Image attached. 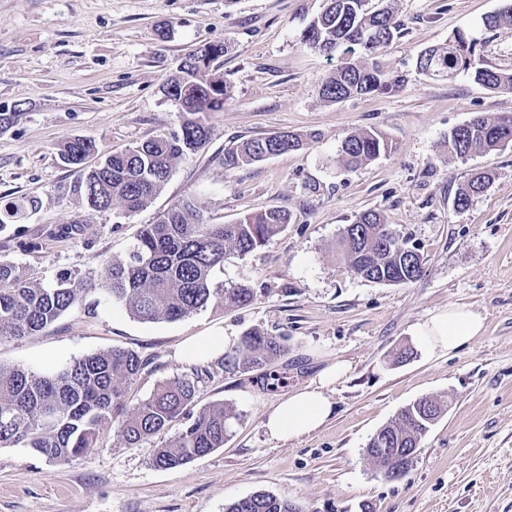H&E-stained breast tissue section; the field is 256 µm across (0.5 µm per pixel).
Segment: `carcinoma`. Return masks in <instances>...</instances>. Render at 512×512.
<instances>
[{"label": "carcinoma", "mask_w": 512, "mask_h": 512, "mask_svg": "<svg viewBox=\"0 0 512 512\" xmlns=\"http://www.w3.org/2000/svg\"><path fill=\"white\" fill-rule=\"evenodd\" d=\"M485 28H512V0L485 18ZM399 34L392 8L385 0H326L324 10L302 33V40L324 53H340L342 64L321 81L319 95L328 102L384 91L392 87L378 54ZM478 41L466 30H456L448 44L420 51L417 68L429 75L469 73L492 91H512V73L484 66L477 60ZM372 58L369 64L356 55ZM224 55V43L209 41L188 56L204 61L178 70L165 85V95L182 101L180 129L121 152L100 150L91 139L74 138L60 149L62 161L78 172L76 191L87 207L103 212L118 202L128 213L143 208L167 183L176 165L201 150L209 139L205 116L224 107L231 87L212 73V64ZM512 145V113L489 120L482 115L448 132V154L460 159L474 152ZM303 146L290 132L260 137L224 151V167L237 168ZM393 145L376 131L346 135L340 160L357 167L392 151ZM491 181L482 170L472 172L457 188L454 207L464 210L485 192ZM290 215L272 208L247 215L234 224H209L193 198L174 204L154 224H146L129 255L110 261L100 279L90 273L60 272L45 285L26 279L17 267L0 261V342L33 336L64 313L85 301L95 290L145 321H177L212 303L233 309L252 303L256 294L245 284L229 288L216 281L229 254L244 257L269 243L290 223ZM341 255L354 275L375 283L400 285L423 273V259L397 234L377 210L361 213L340 233ZM288 346L282 336L258 330L242 334L237 345L218 360L228 374L262 370L278 387L286 376L272 369ZM147 362L133 350L112 349L73 359L54 374H41L0 365V448H30L52 463H68L97 447L101 435L118 423L117 436L127 448L162 433L173 422L186 421L171 441L153 449V464L174 468L224 447L233 407L213 403L191 412L197 380L174 377L161 382L145 400L129 406V386ZM440 413V405L424 397L404 408L393 423L380 428L368 441L367 455L388 480L404 477L397 465L414 458L422 438ZM225 512H299L292 503L256 491L225 507Z\"/></svg>", "instance_id": "obj_1"}]
</instances>
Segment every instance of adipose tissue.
<instances>
[{"instance_id": "adipose-tissue-1", "label": "adipose tissue", "mask_w": 512, "mask_h": 512, "mask_svg": "<svg viewBox=\"0 0 512 512\" xmlns=\"http://www.w3.org/2000/svg\"><path fill=\"white\" fill-rule=\"evenodd\" d=\"M482 316L468 307L449 306L446 312L417 324L416 334L430 351L450 353L482 334ZM349 371L337 361L325 367L308 386L282 400L267 416L264 426L270 437L296 439L310 434L331 417L334 404L328 390Z\"/></svg>"}]
</instances>
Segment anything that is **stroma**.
Instances as JSON below:
<instances>
[{"instance_id":"1","label":"stroma","mask_w":512,"mask_h":512,"mask_svg":"<svg viewBox=\"0 0 512 512\" xmlns=\"http://www.w3.org/2000/svg\"><path fill=\"white\" fill-rule=\"evenodd\" d=\"M390 4L401 36L380 61L400 87L326 102L319 85L342 59L301 41L324 0H0V109L22 112L0 132V215L13 202L34 204L0 230V261L45 284L61 270L102 273L127 257L143 225L189 196L211 224L270 208L291 216L267 245L224 261L225 286L254 288L247 306L211 304L177 321H144L93 293L38 335L0 343V363L40 372L93 352L136 351L147 366L130 388L135 403L159 382L193 374L179 356L192 339L222 333L235 343L258 329L288 344L276 363L286 377L279 388L267 387L261 372L233 376L215 364L200 378L197 408L224 402L239 415L222 448L155 467L154 446L173 439L179 421L138 448L107 430L99 447L66 464L0 448V512H224L260 490L302 512H359L364 502L375 512H512V147L464 159L445 147L449 130L474 116L512 113V91L415 65L420 50L464 29L478 38L484 65L510 73L512 29L484 27L497 0ZM215 39L225 52L213 71L232 95L209 113L207 144L143 209L116 204L64 233L86 214L76 176L60 159L63 143L86 138L124 150L178 130L183 116L163 88L186 53ZM369 129L392 152L355 169L340 165L342 139ZM277 132L307 141L225 169V147ZM476 170L492 182L456 210L455 192ZM369 209L418 249L420 278L376 284L339 258L342 228ZM452 304L480 313L484 333L457 352H431L414 327ZM336 361L351 370L329 390L332 417L301 438H271L267 414ZM423 397L445 410L408 473L387 480L366 445Z\"/></svg>"}]
</instances>
